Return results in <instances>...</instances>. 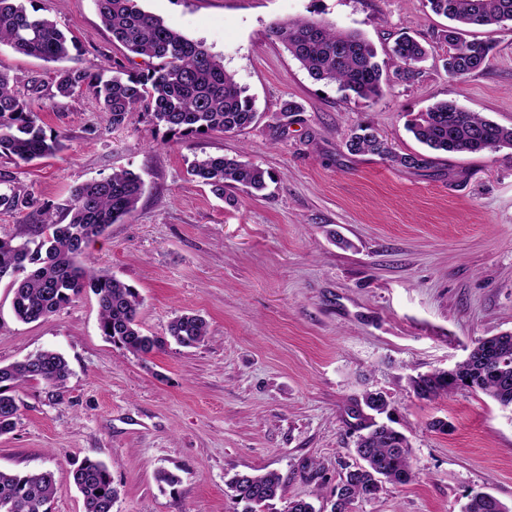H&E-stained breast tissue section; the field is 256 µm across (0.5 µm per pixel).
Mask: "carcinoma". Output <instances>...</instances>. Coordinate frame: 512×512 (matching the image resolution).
I'll use <instances>...</instances> for the list:
<instances>
[{"instance_id":"obj_1","label":"carcinoma","mask_w":512,"mask_h":512,"mask_svg":"<svg viewBox=\"0 0 512 512\" xmlns=\"http://www.w3.org/2000/svg\"><path fill=\"white\" fill-rule=\"evenodd\" d=\"M101 21L112 41L154 64L141 73H128L115 62L110 69L60 68L53 72V96L71 98L88 94L106 114L112 129L127 125L135 112L162 126L176 140L203 134L242 133L256 122L254 99L223 60L201 41H194L164 21L140 9L136 0H95ZM431 10L454 25L441 31L448 46L444 67L450 75L481 70L494 46L488 40H469L466 28H492L512 21V0H428ZM270 36L316 81L335 83L343 92L364 100L382 96L390 76L383 73L372 45L360 34L314 19L276 23ZM0 44L16 52L50 62L70 58L76 42L58 24L30 13L24 0H0ZM401 63L395 77L408 82L418 73L417 64L428 48L410 35H401L391 48ZM110 71L112 75L105 76ZM45 84L18 81L0 71V154L15 163L56 156L61 136L46 134L40 124L36 101ZM414 138L433 150L446 153H479L512 146V127L488 121L452 100L435 103L407 125ZM354 153L378 155L393 165L420 169L429 158L400 154L380 139L369 126H358L346 143ZM187 173L222 198L240 191L255 195L267 188L273 176L260 165L226 155H208L189 163ZM141 177L129 170L87 181L73 190L63 206L40 203L15 190L0 192V208L6 211L35 208L36 223L19 234L0 235V281L7 278L15 318L24 323L44 320L84 293L95 296L103 336L140 356L161 350L169 341L195 347L208 334V323L199 315L181 314L168 325L167 336L142 332L139 313L142 299L126 283L92 266L88 247L136 208L143 193ZM70 370L64 357L40 351L25 360L0 366V436L13 431L20 405L13 391L31 381L59 389ZM417 397L433 399L467 387L480 391L504 408H512V333L480 340L469 356L450 371H433L411 379ZM393 405L379 392L366 391L354 399L358 420L355 453L359 463L345 468L329 500V512H353L354 506L377 496L385 483L406 484L413 477L407 437L381 418H391ZM73 483L83 499L84 512H113L119 497L107 466L86 458L72 471ZM236 497L248 512H264L282 497L279 474L237 473L230 481ZM57 493L50 471L18 473L0 469V512H38ZM465 512H503L496 497L475 493Z\"/></svg>"}]
</instances>
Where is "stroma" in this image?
<instances>
[{"mask_svg":"<svg viewBox=\"0 0 512 512\" xmlns=\"http://www.w3.org/2000/svg\"><path fill=\"white\" fill-rule=\"evenodd\" d=\"M137 4L223 59L255 101V125L173 143L142 115L112 130L91 96L46 95L36 110L62 151L20 165L1 156L0 171L57 205L77 184L139 174L140 201L91 247L92 264L138 291L144 332L165 335L193 312L209 335L139 358L102 336L94 296L24 324L1 281L0 365L54 350L71 374L58 391L36 381L16 390L20 417L0 436V469L53 471L48 512H83L71 470L87 457L120 491L113 512H244L229 479L274 471L283 497L272 512H284L290 500L330 496L355 463L351 407L369 389L393 402L415 476L384 484L355 512H463L475 492L512 508V411L467 388L423 400L409 383L512 332V147L437 152L424 169L346 147L369 125L396 152H424L406 124L444 99L512 127V21L470 28L495 49L483 70L452 76L435 41L447 21L426 0ZM31 5L76 39L72 65L149 68L113 46L94 0ZM299 18L360 33L391 73L400 34L432 50L413 81L391 82L373 101L348 98L269 37L272 23ZM288 101L303 110L286 119ZM238 153L273 174L265 195L222 200L186 172L193 157ZM160 469L178 484L159 485Z\"/></svg>","mask_w":512,"mask_h":512,"instance_id":"stroma-1","label":"stroma"}]
</instances>
